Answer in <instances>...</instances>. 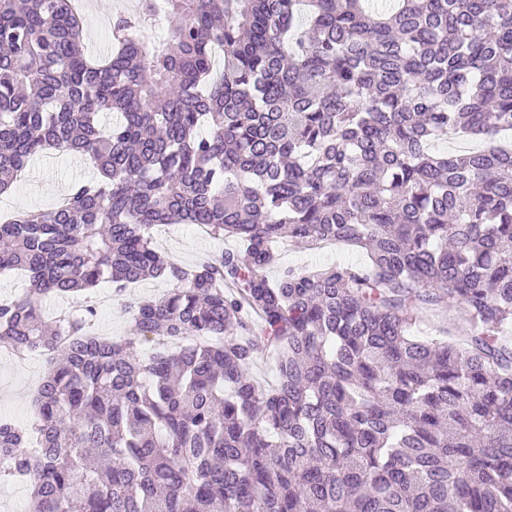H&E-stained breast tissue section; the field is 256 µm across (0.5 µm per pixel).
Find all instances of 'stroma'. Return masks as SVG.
I'll return each mask as SVG.
<instances>
[{
  "label": "stroma",
  "mask_w": 512,
  "mask_h": 512,
  "mask_svg": "<svg viewBox=\"0 0 512 512\" xmlns=\"http://www.w3.org/2000/svg\"><path fill=\"white\" fill-rule=\"evenodd\" d=\"M83 19L88 55H104L112 45V14L103 12L101 0H87ZM97 175L96 167L82 156L50 152L28 163L11 194L0 197V212L52 209L75 182ZM153 236L159 251L185 265L238 246L234 238H216L191 224L159 226L154 229ZM367 262L363 252L337 243L315 250L291 242L280 246V265L284 268L336 263L363 266ZM170 288V283L165 280L148 279L122 297L115 295L111 283L99 284L90 292L96 305L97 333L110 338L126 335L130 318L126 301L158 298L167 294ZM46 367V354H17L0 345V417H8L24 426L33 422L34 395Z\"/></svg>",
  "instance_id": "stroma-1"
}]
</instances>
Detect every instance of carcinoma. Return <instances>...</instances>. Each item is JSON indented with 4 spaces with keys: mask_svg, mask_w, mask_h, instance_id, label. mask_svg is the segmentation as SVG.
Returning a JSON list of instances; mask_svg holds the SVG:
<instances>
[{
    "mask_svg": "<svg viewBox=\"0 0 512 512\" xmlns=\"http://www.w3.org/2000/svg\"><path fill=\"white\" fill-rule=\"evenodd\" d=\"M396 2L140 0L164 36L117 14L93 60L73 0H0V191L48 150L101 174L0 222V344L61 356L35 441L0 418L31 512H512V0ZM159 224L239 248L184 266ZM284 239L369 264L273 280ZM149 278L122 337L42 316ZM79 304L71 298L51 297L44 301L43 311L47 319H58L64 315L77 313Z\"/></svg>",
    "mask_w": 512,
    "mask_h": 512,
    "instance_id": "1",
    "label": "carcinoma"
}]
</instances>
